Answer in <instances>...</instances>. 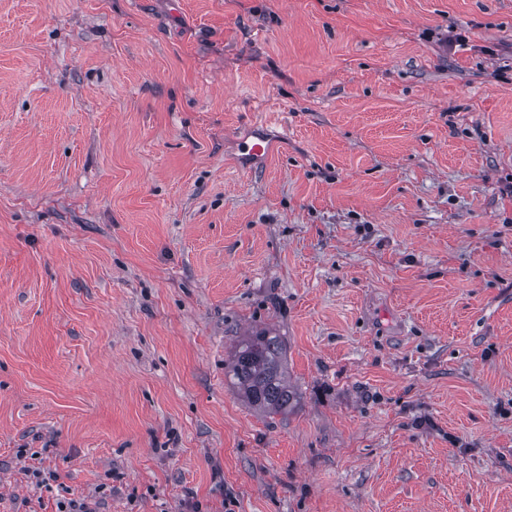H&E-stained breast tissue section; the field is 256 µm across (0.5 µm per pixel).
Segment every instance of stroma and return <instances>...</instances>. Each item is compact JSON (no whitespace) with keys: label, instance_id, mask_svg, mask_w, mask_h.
<instances>
[{"label":"stroma","instance_id":"1","mask_svg":"<svg viewBox=\"0 0 512 512\" xmlns=\"http://www.w3.org/2000/svg\"><path fill=\"white\" fill-rule=\"evenodd\" d=\"M64 499L512 512V0H0V512ZM272 142L265 135H254L253 139L244 140L241 144L240 156L238 162L243 169H249L250 166L264 161L271 153ZM269 330L252 331L235 346L224 375L250 406L268 415L287 414L299 402L288 383L286 347Z\"/></svg>","mask_w":512,"mask_h":512}]
</instances>
